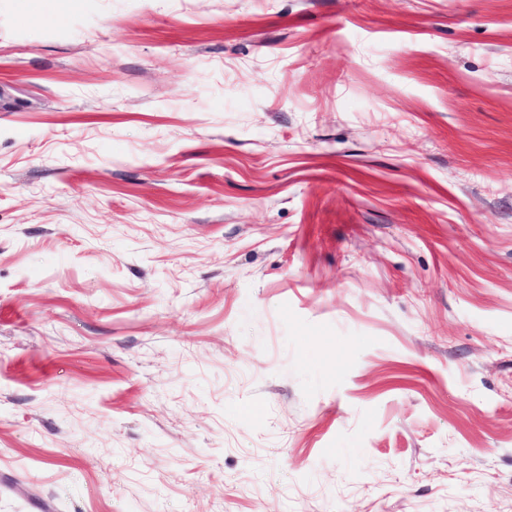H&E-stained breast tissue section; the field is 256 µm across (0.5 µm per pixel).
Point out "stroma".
I'll use <instances>...</instances> for the list:
<instances>
[{
    "mask_svg": "<svg viewBox=\"0 0 512 512\" xmlns=\"http://www.w3.org/2000/svg\"><path fill=\"white\" fill-rule=\"evenodd\" d=\"M0 512H512V0H0Z\"/></svg>",
    "mask_w": 512,
    "mask_h": 512,
    "instance_id": "35a3bbf8",
    "label": "stroma"
}]
</instances>
